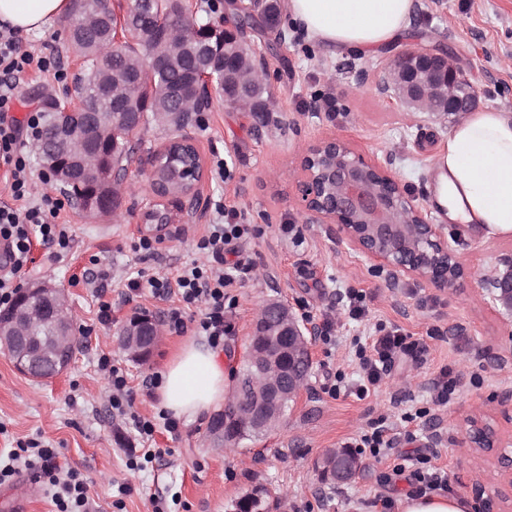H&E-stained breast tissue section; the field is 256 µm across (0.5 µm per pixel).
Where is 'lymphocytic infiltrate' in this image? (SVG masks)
Listing matches in <instances>:
<instances>
[{
  "label": "lymphocytic infiltrate",
  "instance_id": "obj_1",
  "mask_svg": "<svg viewBox=\"0 0 512 512\" xmlns=\"http://www.w3.org/2000/svg\"><path fill=\"white\" fill-rule=\"evenodd\" d=\"M50 74L63 80L64 73L54 57H43L21 51L19 37L9 23L0 22V162L8 165L12 204L0 205V305H9L18 289L17 281L29 262L34 240L54 247L57 254L67 253L72 239L66 225L57 223L58 205L48 195H35L27 173V163L19 147L23 140H35L41 135L42 114L34 111L25 119L12 117L11 110L19 99L18 88L29 73ZM218 215L208 225L196 247L206 256L203 264L185 266L176 278H131L132 291L149 290L163 298L178 293L181 303L169 308L164 323L169 331L179 333L186 326V310L200 311L196 322L198 335L206 337L211 346L223 345L231 328L227 319V290L233 287L241 274L253 266L250 259H239L232 267H225V253L234 252L236 244L247 238L251 225L239 222L235 212L225 211L222 203H215ZM416 342L400 329L391 328L373 337L369 346L359 348L358 394H367L377 388L388 375L396 360L412 355ZM98 368L111 385L110 405L119 416L131 417L143 439H150L155 431L153 420L134 414L130 391L124 372L114 366L108 356H100ZM60 452L45 441L31 438L18 442L16 449L0 455V484L17 482L22 472L28 471L42 478L55 512H89L87 482L77 470L62 467ZM416 466L410 472L413 495L449 491L448 474L433 466L427 449H416L412 456Z\"/></svg>",
  "mask_w": 512,
  "mask_h": 512
}]
</instances>
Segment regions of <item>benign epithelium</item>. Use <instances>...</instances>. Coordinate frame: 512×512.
I'll return each mask as SVG.
<instances>
[{
  "mask_svg": "<svg viewBox=\"0 0 512 512\" xmlns=\"http://www.w3.org/2000/svg\"><path fill=\"white\" fill-rule=\"evenodd\" d=\"M258 14L262 0H226L224 40L244 39L249 49L235 46L239 64L228 69L217 59L199 66L191 74L192 88L171 91L167 100L179 102L178 111H193L191 96L213 92L216 74L224 75V84L234 87L230 104L245 112H265L268 105H257L250 96L252 78L265 72L263 58L256 56L251 44L252 31L242 35L237 29L238 14ZM131 36L127 11L112 15L110 46L124 44ZM185 45L172 42L165 51H152L133 64L136 70L151 75L178 67ZM384 90L397 89L396 99L419 112H450L461 116L471 110L475 91H466L448 57L436 50L406 51L383 65ZM117 107L112 116L93 112L79 98L58 100L62 119L49 133L48 145L38 146L42 164L55 175V188L68 196V186L82 180L96 189L95 200L84 203L71 198L89 215L109 214L115 191L122 180L117 168L109 176L102 174L107 157L91 142L104 140L103 128L135 124L134 113L124 96L112 92ZM298 204L317 224H336L348 244L377 262V268L392 280L413 277L440 289L456 286L463 275L457 270L448 276V262L458 263L454 250L440 232V225L430 223L428 214L415 202L399 181L381 166L367 162L336 138L314 141L301 163ZM481 290L496 303L512 305V279L509 272L490 273L481 279ZM69 308L66 295L58 288L36 283L24 291L18 305L0 314V349L6 351L17 370L34 379H50L63 373L73 350ZM45 323L52 336H32ZM313 329L301 326L288 306L270 301L255 318L247 360L255 368L252 380L241 387L236 413L248 426L266 432L276 426L285 403L303 390L304 377L299 363L310 358L307 335ZM124 349L142 357L160 339L161 323L148 312L127 322L121 332ZM357 461L336 453L328 475L336 484L353 478Z\"/></svg>",
  "mask_w": 512,
  "mask_h": 512,
  "instance_id": "benign-epithelium-1",
  "label": "benign epithelium"
}]
</instances>
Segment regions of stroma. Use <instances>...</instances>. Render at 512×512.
<instances>
[{
	"mask_svg": "<svg viewBox=\"0 0 512 512\" xmlns=\"http://www.w3.org/2000/svg\"><path fill=\"white\" fill-rule=\"evenodd\" d=\"M65 30V22L57 21L21 38L22 50L54 54L67 77L58 82L49 75H29L19 89L16 117L42 110L73 86L80 62L65 46ZM284 31L282 42L254 38L266 63L270 112L259 119L216 98L209 109L185 120L183 132L194 141L205 171L195 212L178 198H151L144 172L167 142L165 131L152 123L137 135L117 217L88 215L66 203L57 221L70 227V253L52 261L46 246L33 244L20 284L47 282L65 291L79 347L68 369L49 380L22 375L0 351V423L6 427L0 448L35 435L49 441L61 452L60 464L86 478L93 512H154L158 502L167 512H231L235 500L259 485L269 491V512H382L383 498L398 503L408 494L405 476L394 475L392 468L412 449L401 437L409 431L424 444L439 436L433 465L447 469L452 494L465 501L467 512H487L488 499L503 486L496 457L512 455V416L500 403L512 393V361H494L512 349V313L483 299L480 280L503 268L504 258L512 255V235L478 238L465 226L442 224L464 269L455 288L440 290L410 277L392 282L346 243L337 225L309 222L297 203V185L307 146L333 137L385 166L430 211L432 165L458 118L393 105L383 90V64L408 50H443L476 90L477 106L512 113V0H415L405 35L375 52L328 49L290 24ZM330 97L336 101L332 112L325 105ZM220 163L230 172L227 179L216 175ZM218 201L256 230L240 253L253 260L254 268L230 290L232 329L221 353L228 385L236 383L251 325L267 301L290 304L315 327L325 315H334L332 340L310 336L307 386L265 435L222 447L209 432L212 416L207 413L179 422L172 432L157 425L145 443L131 421L113 415L111 388L97 359L109 355L124 370L138 414L158 415L156 379L183 343L196 338L198 311L188 310L183 333L163 332L148 360L137 362L119 343L122 326L138 311L164 315L178 298L160 300L145 291L131 296L127 284L140 271L172 279L184 265L199 261L195 242L212 223ZM155 208L168 214L169 223L152 221ZM429 219L439 222L431 211ZM285 224L291 232H282ZM143 237L159 240L158 256L136 251ZM237 256L224 260L230 265ZM102 269L110 277L99 290L94 279ZM350 288L365 296L363 320H351L345 312L342 299ZM104 300L112 304L106 323L99 319ZM382 325L419 339L424 352L395 363L366 397L346 390L326 393L338 378L356 380V347L370 343ZM443 365L459 379L456 394L448 406L432 409L431 417L416 418L417 410L431 408L429 389ZM407 413L414 414V422H404ZM380 417L396 437L393 446L376 455L357 448L359 467L351 483L322 482L318 467L325 454L354 445ZM474 419L494 431L493 451H472ZM146 444L161 449V456L132 465L134 450ZM122 485L128 489L123 496L118 493Z\"/></svg>",
	"mask_w": 512,
	"mask_h": 512,
	"instance_id": "35a3bbf8",
	"label": "stroma"
}]
</instances>
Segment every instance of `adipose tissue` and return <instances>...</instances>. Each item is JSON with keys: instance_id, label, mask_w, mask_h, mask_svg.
Returning <instances> with one entry per match:
<instances>
[{"instance_id": "obj_1", "label": "adipose tissue", "mask_w": 512, "mask_h": 512, "mask_svg": "<svg viewBox=\"0 0 512 512\" xmlns=\"http://www.w3.org/2000/svg\"><path fill=\"white\" fill-rule=\"evenodd\" d=\"M414 0H286L291 20L330 48L368 52L409 25ZM70 0H0V20L19 35L64 19ZM431 201L448 223L478 233H512V113L495 108L468 112L448 133L436 156ZM161 408L196 419L226 397L217 350L187 342L157 379Z\"/></svg>"}]
</instances>
